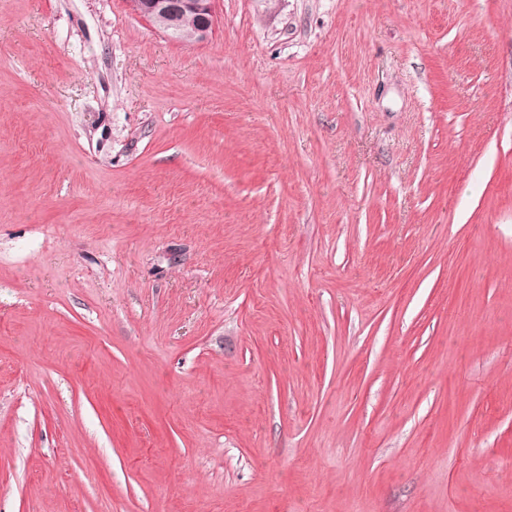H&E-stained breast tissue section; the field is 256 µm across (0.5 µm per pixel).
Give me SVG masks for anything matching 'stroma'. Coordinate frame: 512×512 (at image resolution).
<instances>
[{"label": "stroma", "mask_w": 512, "mask_h": 512, "mask_svg": "<svg viewBox=\"0 0 512 512\" xmlns=\"http://www.w3.org/2000/svg\"><path fill=\"white\" fill-rule=\"evenodd\" d=\"M0 512H512V0H0ZM132 11L152 22L172 36L182 33L181 22L186 16L197 20L187 40L205 42L213 33L216 4L219 0H128Z\"/></svg>", "instance_id": "stroma-1"}]
</instances>
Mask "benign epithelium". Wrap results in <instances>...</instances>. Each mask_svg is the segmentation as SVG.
I'll list each match as a JSON object with an SVG mask.
<instances>
[{
	"label": "benign epithelium",
	"mask_w": 512,
	"mask_h": 512,
	"mask_svg": "<svg viewBox=\"0 0 512 512\" xmlns=\"http://www.w3.org/2000/svg\"><path fill=\"white\" fill-rule=\"evenodd\" d=\"M132 11L152 22L172 36L182 31L181 22L187 16L197 20L187 39L205 42L213 33L216 4L219 0H128Z\"/></svg>",
	"instance_id": "7a95c632"
}]
</instances>
